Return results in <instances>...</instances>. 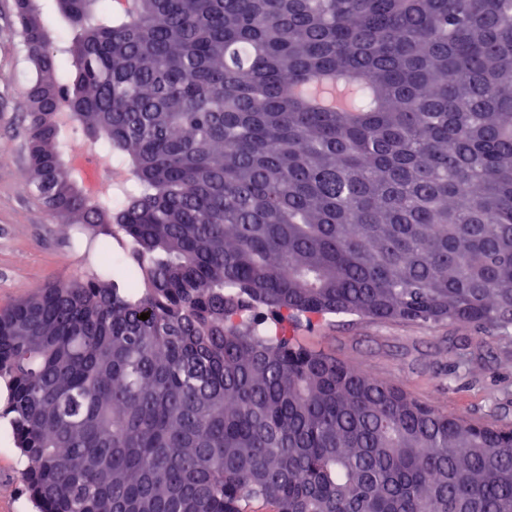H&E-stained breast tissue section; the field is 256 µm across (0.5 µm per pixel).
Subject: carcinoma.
Listing matches in <instances>:
<instances>
[{
	"label": "carcinoma",
	"mask_w": 512,
	"mask_h": 512,
	"mask_svg": "<svg viewBox=\"0 0 512 512\" xmlns=\"http://www.w3.org/2000/svg\"><path fill=\"white\" fill-rule=\"evenodd\" d=\"M56 2L62 50L16 8L26 184L132 263L0 310L37 512H512V428L297 336L512 328V0ZM57 100L127 169L117 200L65 167Z\"/></svg>",
	"instance_id": "cac0c4a2"
}]
</instances>
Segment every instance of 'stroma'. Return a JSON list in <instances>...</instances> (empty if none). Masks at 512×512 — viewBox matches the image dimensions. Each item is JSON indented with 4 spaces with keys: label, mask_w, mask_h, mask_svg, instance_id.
<instances>
[{
    "label": "stroma",
    "mask_w": 512,
    "mask_h": 512,
    "mask_svg": "<svg viewBox=\"0 0 512 512\" xmlns=\"http://www.w3.org/2000/svg\"><path fill=\"white\" fill-rule=\"evenodd\" d=\"M31 71L16 34L14 0H0V307L49 281H68L86 268L65 225L26 187L24 119ZM302 339L337 359L398 385L439 411L512 425V340L498 332L438 324L336 315L305 326ZM469 342L467 362L458 347ZM23 462L8 423H0V512H31L20 491Z\"/></svg>",
    "instance_id": "1"
}]
</instances>
